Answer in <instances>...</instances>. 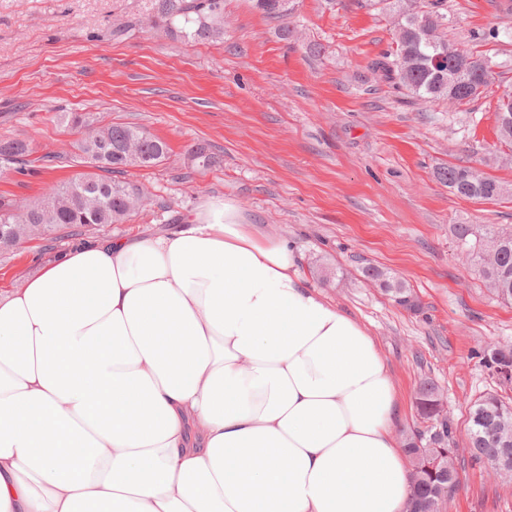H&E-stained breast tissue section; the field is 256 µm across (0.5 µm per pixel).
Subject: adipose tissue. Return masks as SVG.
Listing matches in <instances>:
<instances>
[{
  "label": "adipose tissue",
  "mask_w": 512,
  "mask_h": 512,
  "mask_svg": "<svg viewBox=\"0 0 512 512\" xmlns=\"http://www.w3.org/2000/svg\"><path fill=\"white\" fill-rule=\"evenodd\" d=\"M399 413L368 329L225 203L0 292V512H405Z\"/></svg>",
  "instance_id": "adipose-tissue-1"
}]
</instances>
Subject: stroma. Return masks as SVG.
Segmentation results:
<instances>
[{
    "label": "stroma",
    "instance_id": "35a3bbf8",
    "mask_svg": "<svg viewBox=\"0 0 512 512\" xmlns=\"http://www.w3.org/2000/svg\"><path fill=\"white\" fill-rule=\"evenodd\" d=\"M150 0H0V139L30 143L34 162L0 174V202L22 209L85 167L77 130L57 115L139 126L165 140L160 166L125 181L151 204L111 235L160 232L210 202L293 243L306 282L364 324L385 358L402 414L416 425L420 382L443 391L458 447L468 445L469 402L493 385L476 356L512 347V303L497 301L477 269L458 259L456 224L512 227V147L498 142L495 103L512 91V0H446L451 43L490 57L496 80L468 104L429 103L377 79L371 63L394 33L396 5L296 0L294 38L250 0H226L220 42L188 43L113 24L145 14ZM216 161L199 166L192 147ZM476 169L499 181L495 201L457 196L438 167ZM72 245L35 240L0 254V290ZM373 265L403 280L420 302L405 310L366 281ZM445 512H512V479L484 465L459 468Z\"/></svg>",
    "mask_w": 512,
    "mask_h": 512
}]
</instances>
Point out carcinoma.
<instances>
[{"label":"carcinoma","mask_w":512,"mask_h":512,"mask_svg":"<svg viewBox=\"0 0 512 512\" xmlns=\"http://www.w3.org/2000/svg\"><path fill=\"white\" fill-rule=\"evenodd\" d=\"M151 8L137 20L139 28L161 32L185 41L224 39V0H150ZM254 7L269 20L277 22L278 33L286 40L292 34L288 26L292 0H253ZM401 3L395 24L393 46L372 62V70L385 82L399 83L412 95L429 102L467 103L475 99L464 77L455 69L457 54L473 61V75L487 77L484 87L495 80V71L484 70L487 59L448 43L445 33L429 21L440 17L442 0H397ZM446 50L444 64L434 69L429 58L439 49ZM60 120L84 132L76 142L78 157L90 171L65 182L33 205L12 211L0 205V251L18 246L7 235L8 225L25 224L30 239L54 236L65 239L89 235L107 225L130 220L150 202L139 186L110 177L132 167L151 168L162 163L170 148L164 140L148 131L122 124L94 127L72 112L60 113ZM32 148L24 140H0V172L28 162ZM437 177L457 193L466 181L474 183L470 199L495 201L503 193L495 179L471 167L448 166ZM453 232L462 245L460 259L478 266L490 291L501 301L512 302V229L489 228L481 233L471 224H456ZM366 278L379 282L381 289L399 306L417 308L415 295L406 284L373 266L363 268ZM483 364L497 381L512 383V349L490 346L483 352ZM415 404L422 426L405 438L410 469L411 495L407 512H443L448 500L446 487L459 477L458 452L454 431L441 410L438 386L430 381L420 384ZM470 439L473 458L490 467L489 475L500 474L496 455L501 448H512V399L487 392L471 403Z\"/></svg>","instance_id":"obj_1"}]
</instances>
